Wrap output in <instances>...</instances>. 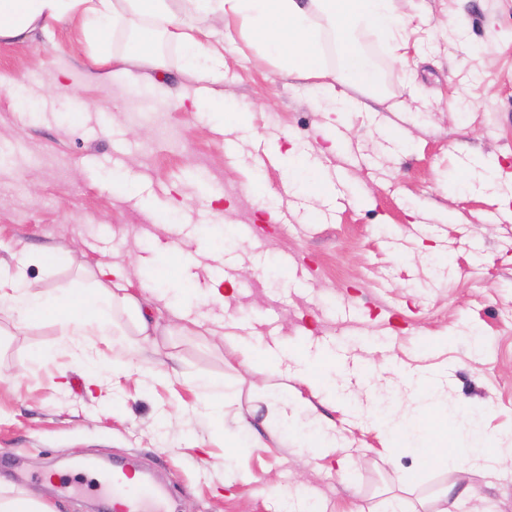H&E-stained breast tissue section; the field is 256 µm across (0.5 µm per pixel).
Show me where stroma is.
<instances>
[{"mask_svg": "<svg viewBox=\"0 0 512 512\" xmlns=\"http://www.w3.org/2000/svg\"><path fill=\"white\" fill-rule=\"evenodd\" d=\"M394 8L401 49L357 36L379 96L339 80L332 33L328 85L285 72L238 24L213 23L220 112L184 102L199 82L171 42L162 68L117 64L103 82L78 23L0 41V73L18 80L0 90V262L59 251L56 265L26 270L58 292L117 263L141 305L154 288L169 299L142 353L165 378L94 374L51 323L0 321L1 496L109 512L108 496L68 486L66 466L135 460L171 512H280L279 490L321 512H512L511 457L488 471L423 466L360 417H409L404 379L423 374L449 406L481 408L485 438L512 437V0ZM341 96L350 111H333ZM175 249L185 264L173 274ZM289 262L302 278H288ZM222 278L223 307L208 299ZM245 343L336 355L348 382L280 393L243 365ZM212 382L224 386L223 425L202 408ZM283 395L286 429L267 419ZM326 431L334 447L301 448Z\"/></svg>", "mask_w": 512, "mask_h": 512, "instance_id": "obj_1", "label": "stroma"}]
</instances>
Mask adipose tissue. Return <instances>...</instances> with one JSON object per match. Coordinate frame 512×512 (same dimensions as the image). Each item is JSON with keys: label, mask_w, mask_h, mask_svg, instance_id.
I'll return each instance as SVG.
<instances>
[{"label": "adipose tissue", "mask_w": 512, "mask_h": 512, "mask_svg": "<svg viewBox=\"0 0 512 512\" xmlns=\"http://www.w3.org/2000/svg\"><path fill=\"white\" fill-rule=\"evenodd\" d=\"M193 12L201 17L221 21L240 20L246 30L263 43L266 51L276 56L291 75L322 78L326 75L321 33L314 21L322 16L336 36L341 58V75L347 81L367 90L379 88V79L367 58L356 45L357 32L376 30L394 36L400 22L391 0H189ZM77 17L84 31L100 46H109L114 29L132 20L140 21L141 29L129 42L125 62L155 63L160 59L159 40L180 44L189 64L200 81L218 84L224 80V54L211 41V31L188 25L171 12L168 0H0V41L23 42L36 30L47 29L50 22ZM92 287L57 293L30 288L24 269L0 273V317L10 320L16 328L32 320L50 317L61 339L73 345L77 354H84L94 338L114 333V317L127 314L139 335L149 333V320L139 304L128 295L126 274L116 265L99 266L92 273ZM245 364L276 381L280 391H287L289 381L296 380L312 387L327 383V371L336 360L324 356L310 361L300 352L273 353L256 357L252 348L241 347ZM409 388L415 406L412 425L385 419V426L399 435L409 429L421 434L415 447L417 457L425 464L478 465L493 467L502 454L501 447L475 437L472 421L477 412H470L469 423L456 422V410L445 414V421L454 423L459 452L447 455L434 444L435 430L428 414L436 401L435 390H422L418 383Z\"/></svg>", "instance_id": "adipose-tissue-1"}]
</instances>
